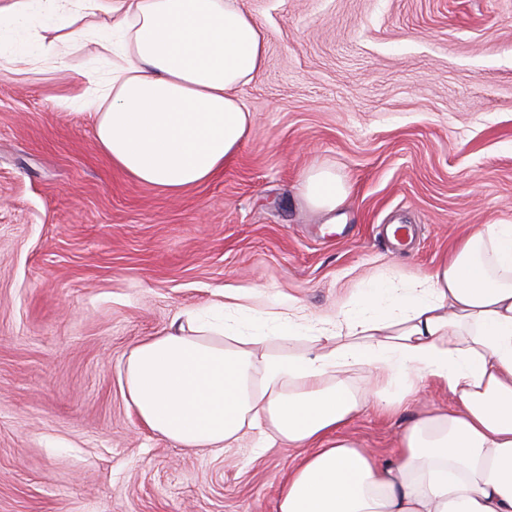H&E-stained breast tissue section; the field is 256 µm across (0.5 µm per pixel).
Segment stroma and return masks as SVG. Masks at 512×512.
Segmentation results:
<instances>
[{
	"instance_id": "obj_1",
	"label": "stroma",
	"mask_w": 512,
	"mask_h": 512,
	"mask_svg": "<svg viewBox=\"0 0 512 512\" xmlns=\"http://www.w3.org/2000/svg\"><path fill=\"white\" fill-rule=\"evenodd\" d=\"M267 34L238 91L248 139L172 197L113 168L93 114L62 105L96 61L0 70V512H274L297 450L184 448L139 420L131 350L240 288L316 315L368 282L436 268L483 224H512V0H237ZM344 176L331 213L301 200ZM413 224V245L383 226ZM433 387L345 437L384 459L444 406ZM348 194L342 176L329 169H311L305 180L302 196L310 206L332 211L346 201Z\"/></svg>"
}]
</instances>
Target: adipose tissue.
<instances>
[{
    "instance_id": "ef3b65f1",
    "label": "adipose tissue",
    "mask_w": 512,
    "mask_h": 512,
    "mask_svg": "<svg viewBox=\"0 0 512 512\" xmlns=\"http://www.w3.org/2000/svg\"><path fill=\"white\" fill-rule=\"evenodd\" d=\"M83 40L105 53L64 102L94 113L101 150L130 177L177 195L248 138L237 91L267 35L235 0H0L1 69L67 71ZM348 194L313 169L302 196L332 211ZM300 336L306 351L291 353ZM431 383L453 405L413 419L390 459L341 436L365 406L397 411ZM124 386L140 420L182 447L227 448L250 428L261 447L299 448L276 512H512V224L483 225L430 273L358 289L322 319L225 289L132 349Z\"/></svg>"
}]
</instances>
